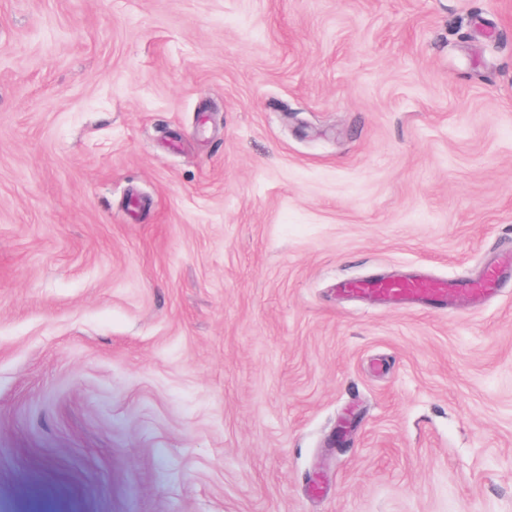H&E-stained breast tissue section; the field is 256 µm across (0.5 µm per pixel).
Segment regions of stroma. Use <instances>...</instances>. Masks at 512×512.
Listing matches in <instances>:
<instances>
[{
	"label": "stroma",
	"instance_id": "stroma-1",
	"mask_svg": "<svg viewBox=\"0 0 512 512\" xmlns=\"http://www.w3.org/2000/svg\"><path fill=\"white\" fill-rule=\"evenodd\" d=\"M510 255L512 0H0V512H512ZM354 295H367L377 300L404 299L413 304L432 303L440 309L448 308L446 288H430L422 280H380L351 282L345 288Z\"/></svg>",
	"mask_w": 512,
	"mask_h": 512
}]
</instances>
